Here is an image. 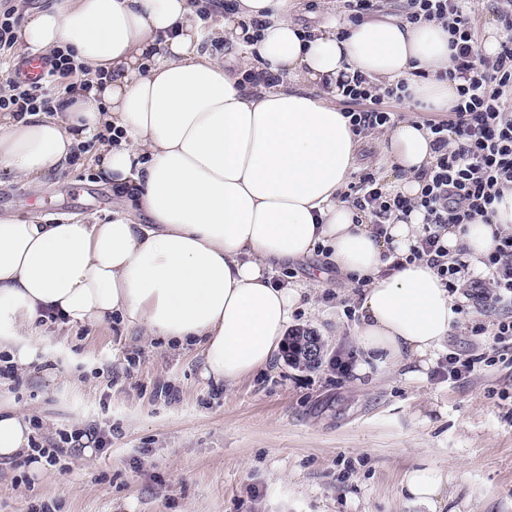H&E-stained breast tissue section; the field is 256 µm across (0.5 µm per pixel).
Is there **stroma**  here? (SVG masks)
Wrapping results in <instances>:
<instances>
[{"instance_id": "obj_1", "label": "stroma", "mask_w": 512, "mask_h": 512, "mask_svg": "<svg viewBox=\"0 0 512 512\" xmlns=\"http://www.w3.org/2000/svg\"><path fill=\"white\" fill-rule=\"evenodd\" d=\"M122 203L90 166L38 186L0 175V213L40 222L106 220ZM309 286L297 328L324 346L321 363L273 365L233 386L202 375L196 349L128 332L116 323L43 321L30 365L0 379V404L37 426L31 443L63 446L31 473L0 460V512H425L404 496V474L448 470L446 512H512V362L452 381L432 364L341 376L354 352V289L323 256L289 266ZM446 351L478 356L475 335L506 314L461 299Z\"/></svg>"}]
</instances>
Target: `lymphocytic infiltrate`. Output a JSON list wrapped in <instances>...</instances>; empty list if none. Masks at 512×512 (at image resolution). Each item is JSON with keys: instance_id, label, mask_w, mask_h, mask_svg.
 <instances>
[{"instance_id": "f902f5d3", "label": "lymphocytic infiltrate", "mask_w": 512, "mask_h": 512, "mask_svg": "<svg viewBox=\"0 0 512 512\" xmlns=\"http://www.w3.org/2000/svg\"><path fill=\"white\" fill-rule=\"evenodd\" d=\"M509 34L494 60H486L471 26L468 0H407L405 19L410 23L438 20L447 23L453 50L449 75L460 80V99L448 119L427 120L433 137L435 163L420 174L423 188L414 199L391 192L374 174L361 177L345 197L356 209L382 221L392 212L417 209L424 214V233L412 259L426 260L449 292L479 290L485 301L512 307V232L501 234L494 253L484 261V277H467L468 265L449 256L440 244L442 229L487 216L504 190L512 189V0H502ZM50 77L33 87L10 80V91L0 96V111L50 112L59 104L62 79L75 76L71 52L56 50L50 56ZM344 114L354 132L388 128L400 120L402 86L381 87L364 76L344 84ZM512 354V316L493 323L487 357L448 355V377L458 380Z\"/></svg>"}]
</instances>
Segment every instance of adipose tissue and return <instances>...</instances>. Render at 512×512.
<instances>
[{"label": "adipose tissue", "instance_id": "1", "mask_svg": "<svg viewBox=\"0 0 512 512\" xmlns=\"http://www.w3.org/2000/svg\"><path fill=\"white\" fill-rule=\"evenodd\" d=\"M300 2L235 0L208 35L220 50L203 48L190 0H53L27 15L21 50H71L92 86L51 115L0 112V173L38 183L95 138L99 170L133 195L105 223L0 215V351L13 362L33 360L50 311L69 324L117 318L197 348L204 378L236 384L274 361L302 306L304 286L274 281L277 269L325 249L340 274L368 280L355 373L423 377L462 315L426 261L392 267L421 235L422 212L391 213L380 232L343 200L359 136L334 100L361 74L404 84L408 104L451 111L460 82L448 76V27L332 17L308 36L293 18ZM251 63L293 88L245 86ZM381 141L396 173L389 189L417 197L418 171L436 160L429 130L411 118ZM509 229L512 190L491 220L449 226L441 239L450 255L466 249L478 274ZM30 433L24 415L0 411V458L29 456ZM447 484L444 470L426 467L407 472L402 489L435 512Z\"/></svg>", "mask_w": 512, "mask_h": 512}]
</instances>
